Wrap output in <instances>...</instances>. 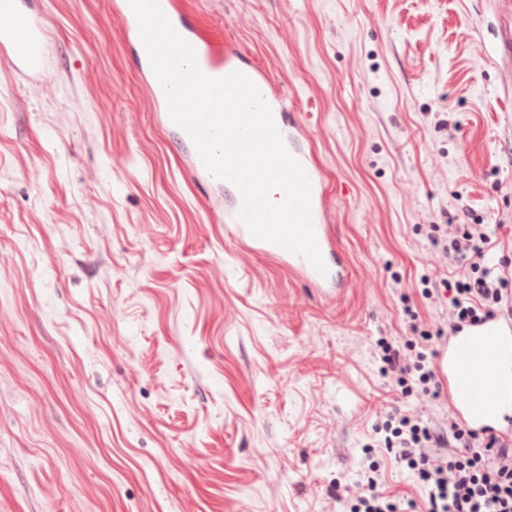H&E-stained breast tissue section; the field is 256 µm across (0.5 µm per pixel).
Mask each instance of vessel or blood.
Wrapping results in <instances>:
<instances>
[{
  "mask_svg": "<svg viewBox=\"0 0 512 512\" xmlns=\"http://www.w3.org/2000/svg\"><path fill=\"white\" fill-rule=\"evenodd\" d=\"M48 38L41 17L19 11L16 0H0V53L6 54L17 69L42 75L48 62ZM189 44L198 53L196 62L203 74L219 79L242 73L269 107L285 146L309 177L312 223L325 269L317 271L305 256L254 236L238 217L242 205L238 198L224 214L225 223L232 226L233 238L298 270L311 287L340 284L345 270L334 247L326 205V175L312 153L302 148L301 124L287 117L283 99L268 71L246 61L237 47L222 51L194 38ZM138 62L150 81L156 104L166 106L165 90L147 51H139ZM435 368L448 392L450 412L459 423L476 434L512 441V317L496 314L460 326L440 342Z\"/></svg>",
  "mask_w": 512,
  "mask_h": 512,
  "instance_id": "obj_1",
  "label": "vessel or blood"
}]
</instances>
